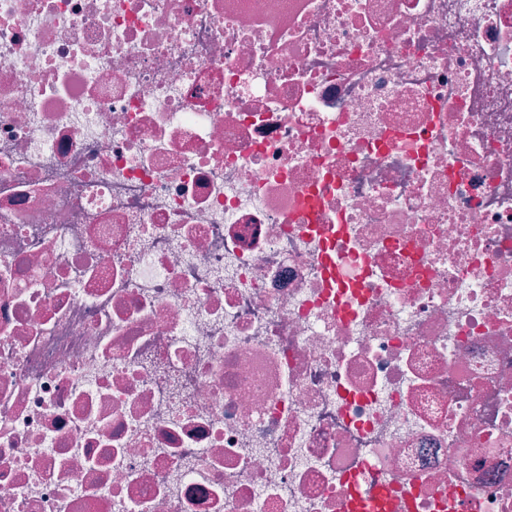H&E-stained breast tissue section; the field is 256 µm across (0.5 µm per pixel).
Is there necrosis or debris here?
Returning <instances> with one entry per match:
<instances>
[{
	"label": "necrosis or debris",
	"mask_w": 512,
	"mask_h": 512,
	"mask_svg": "<svg viewBox=\"0 0 512 512\" xmlns=\"http://www.w3.org/2000/svg\"><path fill=\"white\" fill-rule=\"evenodd\" d=\"M512 512V0H0V512Z\"/></svg>",
	"instance_id": "obj_1"
}]
</instances>
